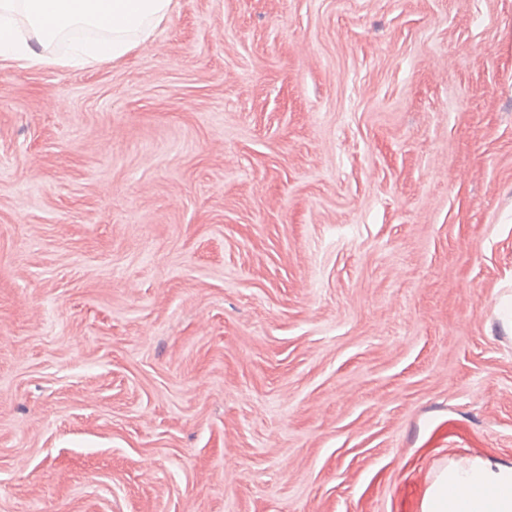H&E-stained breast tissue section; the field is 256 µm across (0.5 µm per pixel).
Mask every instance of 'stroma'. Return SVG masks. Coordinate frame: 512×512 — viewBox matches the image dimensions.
<instances>
[{"label": "stroma", "instance_id": "1", "mask_svg": "<svg viewBox=\"0 0 512 512\" xmlns=\"http://www.w3.org/2000/svg\"><path fill=\"white\" fill-rule=\"evenodd\" d=\"M512 0H176L0 63V512H421L512 467ZM421 512H512V467L490 460H452L435 476Z\"/></svg>", "mask_w": 512, "mask_h": 512}]
</instances>
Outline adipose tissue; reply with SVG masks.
<instances>
[{"instance_id":"1","label":"adipose tissue","mask_w":512,"mask_h":512,"mask_svg":"<svg viewBox=\"0 0 512 512\" xmlns=\"http://www.w3.org/2000/svg\"><path fill=\"white\" fill-rule=\"evenodd\" d=\"M173 11V0H0V61L74 67L119 60ZM67 42L64 54L45 48ZM421 512H512V467L463 458L443 467Z\"/></svg>"}]
</instances>
